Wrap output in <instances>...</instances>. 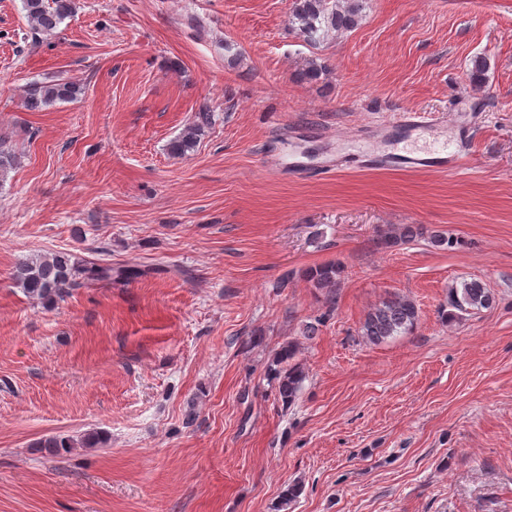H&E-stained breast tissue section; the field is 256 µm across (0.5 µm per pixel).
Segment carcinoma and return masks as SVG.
<instances>
[{"mask_svg":"<svg viewBox=\"0 0 512 512\" xmlns=\"http://www.w3.org/2000/svg\"><path fill=\"white\" fill-rule=\"evenodd\" d=\"M22 7L31 30L50 36L74 13L75 0H22ZM359 12L358 0H334L332 3L329 0H293L292 19L300 31L313 40L320 31L342 32L356 27ZM82 93L83 88L71 81L34 83L27 90L25 106L30 111H40L59 101H72ZM210 124V111L198 112L194 122L170 143V152L181 156L193 150L200 133ZM420 234L422 228L406 225L398 233L390 231L381 236V244L390 247ZM340 274L341 267L336 263L320 265L307 272L313 286L329 296L337 287ZM114 275L122 277L125 272H113L110 263L83 262L73 259L69 253L58 252L50 257L37 256L19 263L13 279L29 297L53 304L66 297L72 288L110 281ZM493 302L494 295L481 281L465 282L462 287L449 290L448 304L455 309L449 316L454 318L458 312L488 308ZM417 320L415 303L407 297L395 296L371 309L362 323L361 335L368 342L378 344L410 331ZM295 355V347L288 344L267 367V375L276 383L278 400L286 409L295 402L305 379L300 365L293 362Z\"/></svg>","mask_w":512,"mask_h":512,"instance_id":"obj_1","label":"carcinoma"}]
</instances>
